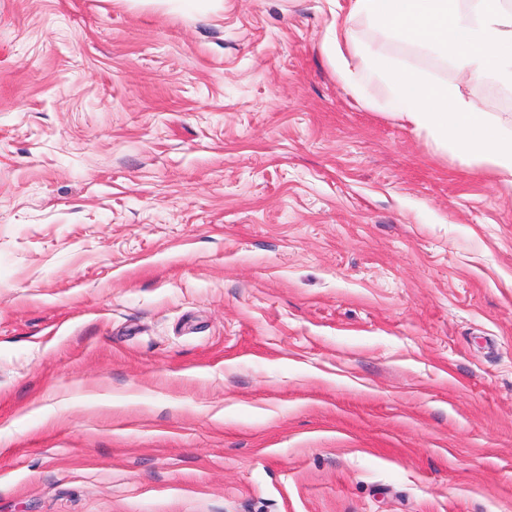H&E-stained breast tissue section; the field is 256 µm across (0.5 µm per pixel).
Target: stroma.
<instances>
[{"instance_id": "obj_1", "label": "stroma", "mask_w": 512, "mask_h": 512, "mask_svg": "<svg viewBox=\"0 0 512 512\" xmlns=\"http://www.w3.org/2000/svg\"><path fill=\"white\" fill-rule=\"evenodd\" d=\"M330 20L0 0V512H512V186Z\"/></svg>"}]
</instances>
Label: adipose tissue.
<instances>
[{
    "label": "adipose tissue",
    "mask_w": 512,
    "mask_h": 512,
    "mask_svg": "<svg viewBox=\"0 0 512 512\" xmlns=\"http://www.w3.org/2000/svg\"><path fill=\"white\" fill-rule=\"evenodd\" d=\"M332 20L322 50L339 78L374 87L412 131L463 160L489 165L512 184V129L446 82L395 66L361 47L354 25L366 19L407 45L440 52L472 78L512 80V0H328Z\"/></svg>",
    "instance_id": "obj_1"
}]
</instances>
